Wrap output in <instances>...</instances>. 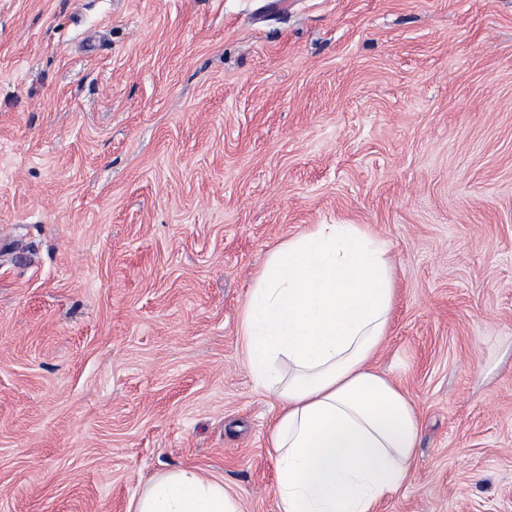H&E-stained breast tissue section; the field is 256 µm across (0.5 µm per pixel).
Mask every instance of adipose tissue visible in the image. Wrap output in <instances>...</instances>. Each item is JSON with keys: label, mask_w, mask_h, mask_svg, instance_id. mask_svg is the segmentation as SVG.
Here are the masks:
<instances>
[{"label": "adipose tissue", "mask_w": 512, "mask_h": 512, "mask_svg": "<svg viewBox=\"0 0 512 512\" xmlns=\"http://www.w3.org/2000/svg\"><path fill=\"white\" fill-rule=\"evenodd\" d=\"M387 244L314 224L267 257L244 307L246 365L274 412L279 512H375L411 478L421 428L409 393L371 360L393 303ZM129 512H240L223 482L162 473Z\"/></svg>", "instance_id": "1"}]
</instances>
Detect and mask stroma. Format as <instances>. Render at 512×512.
I'll return each mask as SVG.
<instances>
[{
	"label": "stroma",
	"mask_w": 512,
	"mask_h": 512,
	"mask_svg": "<svg viewBox=\"0 0 512 512\" xmlns=\"http://www.w3.org/2000/svg\"><path fill=\"white\" fill-rule=\"evenodd\" d=\"M289 2L0 0V512H279L240 324L314 224L390 249L377 512H512V0ZM129 512H240L224 483L196 469L164 472L133 498Z\"/></svg>",
	"instance_id": "obj_1"
}]
</instances>
